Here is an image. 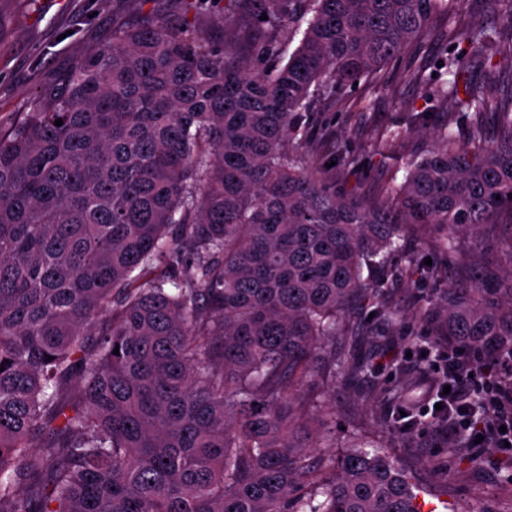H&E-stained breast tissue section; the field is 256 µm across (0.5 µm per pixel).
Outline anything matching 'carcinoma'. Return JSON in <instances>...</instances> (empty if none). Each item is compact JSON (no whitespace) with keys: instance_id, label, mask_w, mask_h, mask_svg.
<instances>
[{"instance_id":"obj_1","label":"carcinoma","mask_w":512,"mask_h":512,"mask_svg":"<svg viewBox=\"0 0 512 512\" xmlns=\"http://www.w3.org/2000/svg\"><path fill=\"white\" fill-rule=\"evenodd\" d=\"M454 5L227 0L219 24L264 28L247 57L150 13L0 128V512H417L388 452L330 431L342 454L310 450L297 391L408 228L441 232L453 260L512 204V91L488 73L512 0H481L494 27L442 33L466 46L445 82L403 71L466 138L441 128L387 206L337 192L302 143L316 95L403 57ZM422 313L472 357L511 345L512 263Z\"/></svg>"}]
</instances>
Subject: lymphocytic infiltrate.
<instances>
[{
  "instance_id": "f902f5d3",
  "label": "lymphocytic infiltrate",
  "mask_w": 512,
  "mask_h": 512,
  "mask_svg": "<svg viewBox=\"0 0 512 512\" xmlns=\"http://www.w3.org/2000/svg\"><path fill=\"white\" fill-rule=\"evenodd\" d=\"M441 378L424 411L443 438H465L469 452L512 444V347H496L481 361L456 346L433 362Z\"/></svg>"
}]
</instances>
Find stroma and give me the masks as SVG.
Listing matches in <instances>:
<instances>
[{
	"instance_id": "stroma-1",
	"label": "stroma",
	"mask_w": 512,
	"mask_h": 512,
	"mask_svg": "<svg viewBox=\"0 0 512 512\" xmlns=\"http://www.w3.org/2000/svg\"><path fill=\"white\" fill-rule=\"evenodd\" d=\"M171 6V0H0V126L17 122L33 99L56 87L87 49L110 43L114 26ZM401 69L398 62L387 66L389 91L374 93L362 83L317 104L337 147H348L359 156L358 167L327 169L324 177L337 191L375 205L384 201L383 185L403 180L407 156L431 149L436 131L452 117L447 109L435 106L400 81ZM413 112L420 114L421 120L408 134L404 150H382L379 133L396 129ZM493 230L490 240L461 238L462 251L452 265L441 254L439 236L433 229L420 227L409 232L405 251L431 258L437 277L425 279L401 269L379 297L380 303L400 312V324L385 327L375 319L355 321L352 335L326 343L325 353L369 364L363 377L333 382L315 376L300 388L301 396L311 395L316 401L305 420L310 438L319 435L322 413L334 414V424L341 427L343 437L356 434L390 452L408 473L419 499L443 505V512H512V459L493 448L484 449L474 459L457 455L435 437L426 421L413 433H399L386 417V406L404 405L420 412L428 377L406 371L401 360L379 372L371 366L394 342L404 353L420 357L423 349L433 346L438 330L414 318V311L433 303L443 287L473 279L481 268L500 271L512 263L502 248L504 241L512 239V213H499ZM398 378L407 384L400 395L389 389Z\"/></svg>"
}]
</instances>
